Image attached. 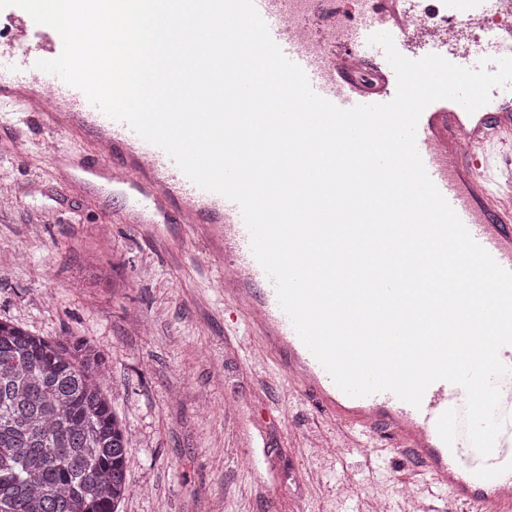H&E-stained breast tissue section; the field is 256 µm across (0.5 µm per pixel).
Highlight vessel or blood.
<instances>
[{
    "label": "vessel or blood",
    "instance_id": "b4317fda",
    "mask_svg": "<svg viewBox=\"0 0 512 512\" xmlns=\"http://www.w3.org/2000/svg\"><path fill=\"white\" fill-rule=\"evenodd\" d=\"M439 23H419L417 0H254L271 38L306 73L312 89L342 108L391 101L397 77L380 46L368 38L391 34L396 49L418 60L430 54L456 61L448 49L454 33L484 31L487 19L512 10V0H434ZM0 33L12 55L0 72V134L25 152L24 127L36 117L60 147L46 153L54 172L90 186L125 188L133 203L117 214L125 224H178L212 254L224 245V303L247 314L251 336L267 354L284 355L289 382L309 395L345 430L354 445L371 433L385 435L428 487L449 492L476 512H512V345L500 351L510 374L499 377L504 424L493 452L482 456L463 420L466 392L437 381L412 406L388 391L362 398L342 392L303 344L281 309L276 285L253 255L239 206L194 184L161 148L126 123L107 116L83 91L63 80L52 84L53 102L36 107L42 86L35 61L58 56L56 30L34 23L22 9L0 10ZM512 48V29L474 45L477 58L499 59ZM416 145L425 168L474 240L512 270V87L492 89L474 113L439 100L422 112Z\"/></svg>",
    "mask_w": 512,
    "mask_h": 512
}]
</instances>
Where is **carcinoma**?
Listing matches in <instances>:
<instances>
[{
    "label": "carcinoma",
    "mask_w": 512,
    "mask_h": 512,
    "mask_svg": "<svg viewBox=\"0 0 512 512\" xmlns=\"http://www.w3.org/2000/svg\"><path fill=\"white\" fill-rule=\"evenodd\" d=\"M85 338L0 321V512H118L131 437Z\"/></svg>",
    "instance_id": "obj_1"
}]
</instances>
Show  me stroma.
<instances>
[{
    "label": "stroma",
    "instance_id": "stroma-1",
    "mask_svg": "<svg viewBox=\"0 0 512 512\" xmlns=\"http://www.w3.org/2000/svg\"><path fill=\"white\" fill-rule=\"evenodd\" d=\"M1 174L20 197L0 210V320L83 336L106 355L112 407L134 439L119 512H367L371 481L392 504L408 497L387 441L330 459L309 448L328 418L244 340V314L224 307L223 259L199 265L177 224L114 223L130 197L77 191L40 156H0Z\"/></svg>",
    "mask_w": 512,
    "mask_h": 512
}]
</instances>
